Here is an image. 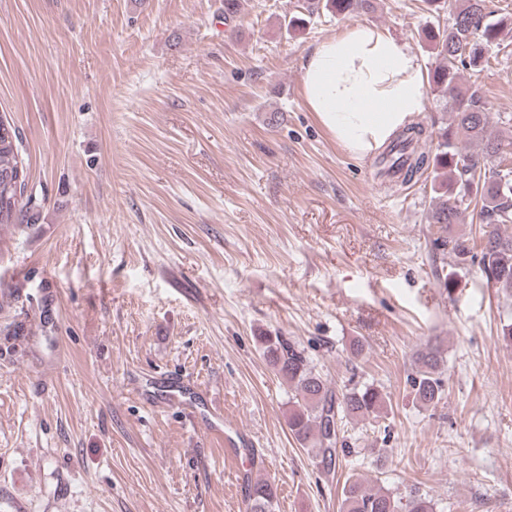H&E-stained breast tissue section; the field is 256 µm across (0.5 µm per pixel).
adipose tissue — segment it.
Here are the masks:
<instances>
[{"label": "adipose tissue", "mask_w": 512, "mask_h": 512, "mask_svg": "<svg viewBox=\"0 0 512 512\" xmlns=\"http://www.w3.org/2000/svg\"><path fill=\"white\" fill-rule=\"evenodd\" d=\"M303 93L336 142L367 158L415 122L427 86L420 56L389 31L358 24L312 49Z\"/></svg>", "instance_id": "obj_1"}]
</instances>
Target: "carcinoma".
I'll list each match as a JSON object with an SVG mask.
<instances>
[{
	"mask_svg": "<svg viewBox=\"0 0 512 512\" xmlns=\"http://www.w3.org/2000/svg\"><path fill=\"white\" fill-rule=\"evenodd\" d=\"M439 11L450 7V21L422 31L436 56L428 72V83L437 107L451 114L435 132L431 150L423 147L426 128L418 123L399 132L382 153V174H397L406 184L424 171L433 174L432 192L425 219L439 225L434 239L437 249L455 266L478 262L489 288L512 295V113L488 117L489 109L478 89L464 80L463 70L479 66L485 53L499 40L509 24L496 18L487 0H426ZM374 9L373 0H309L308 16L346 15ZM19 129L0 116V175L10 169L21 172L18 183L0 178V225H32L39 221V205L26 194L27 170L20 153ZM475 150L470 151L468 147ZM478 218L481 235L466 238L450 231L462 224L466 214ZM268 366L292 390L288 428L298 444L318 462L331 468L336 445L351 420L380 417L387 394L373 385L357 383L335 392L310 365L305 351L278 335L256 337ZM444 356L441 344L428 343L413 357L409 382L413 399L423 408L435 407L445 395L442 378ZM274 484L258 479L245 500V512H276ZM436 504L414 493L406 498L388 489H374L351 476L342 488L341 512H435Z\"/></svg>",
	"mask_w": 512,
	"mask_h": 512,
	"instance_id": "cac0c4a2",
	"label": "carcinoma"
}]
</instances>
